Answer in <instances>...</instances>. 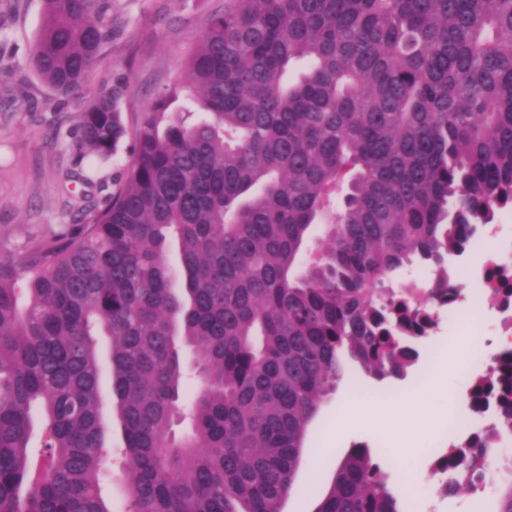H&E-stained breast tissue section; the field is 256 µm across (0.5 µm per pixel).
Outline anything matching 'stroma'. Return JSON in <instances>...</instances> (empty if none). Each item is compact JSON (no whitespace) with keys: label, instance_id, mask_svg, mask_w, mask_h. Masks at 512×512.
<instances>
[{"label":"stroma","instance_id":"35a3bbf8","mask_svg":"<svg viewBox=\"0 0 512 512\" xmlns=\"http://www.w3.org/2000/svg\"><path fill=\"white\" fill-rule=\"evenodd\" d=\"M224 0H112L116 25L112 41L94 69V87L108 90L120 82L129 89L120 100L126 119L151 103L158 88L181 82L188 47ZM42 0H18L0 14V253L20 248L29 238L49 236L70 223L76 212L66 192L71 172L88 175L92 186L113 184L128 157L76 160L71 147L76 109L59 106L54 95L30 72L27 47L42 19ZM489 347L477 331L442 328L440 346L430 363L411 370L405 380L381 383L361 377L341 384L312 425L295 482L328 485L336 460L353 445L382 444L381 464L406 502L408 512H495V496L462 491L443 497L429 490L433 441L447 429L458 405L435 393L429 383L434 363L453 360L449 388L465 385L467 371ZM417 395L404 412H394L398 396ZM360 400L371 422L344 420L342 406Z\"/></svg>","mask_w":512,"mask_h":512}]
</instances>
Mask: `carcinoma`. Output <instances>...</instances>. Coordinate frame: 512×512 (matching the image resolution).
Here are the masks:
<instances>
[{
  "label": "carcinoma",
  "instance_id": "cac0c4a2",
  "mask_svg": "<svg viewBox=\"0 0 512 512\" xmlns=\"http://www.w3.org/2000/svg\"><path fill=\"white\" fill-rule=\"evenodd\" d=\"M42 2L27 59L76 107L78 150L131 145L115 191L0 254V512H112L105 370L124 512H281L312 421L357 382L344 358L405 378L425 311L454 300L448 252L512 207V0H224L183 83L130 126L126 84L89 88L112 0ZM316 224L328 245L310 255ZM415 265L433 283L412 308L392 282ZM488 298H512L506 271ZM490 400L498 424L439 463L468 459L512 512V454L494 455L512 436V352L471 383L473 412ZM315 512L402 510L363 444ZM102 395L106 402V405L104 407V419L107 425V446H112L116 448L120 446V444L122 443V436L118 422L115 419V417H113V414L111 413L109 407V401L112 395L110 378L106 370L104 371L102 379Z\"/></svg>",
  "mask_w": 512,
  "mask_h": 512
}]
</instances>
